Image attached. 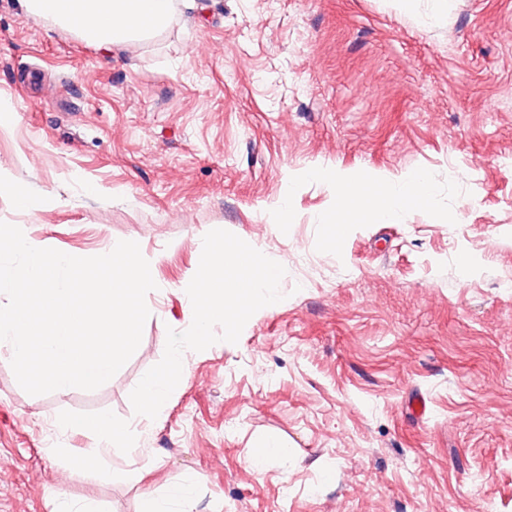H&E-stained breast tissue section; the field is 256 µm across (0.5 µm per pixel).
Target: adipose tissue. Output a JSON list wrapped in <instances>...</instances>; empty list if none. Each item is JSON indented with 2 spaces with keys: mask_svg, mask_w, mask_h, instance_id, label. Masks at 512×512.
<instances>
[{
  "mask_svg": "<svg viewBox=\"0 0 512 512\" xmlns=\"http://www.w3.org/2000/svg\"><path fill=\"white\" fill-rule=\"evenodd\" d=\"M27 13L39 20L77 30L85 39L100 45L125 49L135 46L165 28L173 12V0H63L56 11H47L43 0H22ZM428 178L415 174L406 178L398 190L389 192L378 185L359 187L342 184V206L352 219H384L404 201L428 196ZM94 444L89 449L104 472L112 470L114 452L127 450L132 432L107 416L97 417L92 428Z\"/></svg>",
  "mask_w": 512,
  "mask_h": 512,
  "instance_id": "ef3b65f1",
  "label": "adipose tissue"
}]
</instances>
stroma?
<instances>
[{
    "mask_svg": "<svg viewBox=\"0 0 512 512\" xmlns=\"http://www.w3.org/2000/svg\"><path fill=\"white\" fill-rule=\"evenodd\" d=\"M414 173L426 203L329 238L337 177ZM0 179L30 239L157 259L141 343L98 389L28 394L0 344V512H143L183 485L196 512H512V0H176L130 49L0 0ZM214 228L277 256L283 299L188 352L147 419L129 395L190 326ZM101 414L136 428L146 480L122 454L71 466L86 432L46 446ZM267 438L288 453L253 469Z\"/></svg>",
    "mask_w": 512,
    "mask_h": 512,
    "instance_id": "obj_1",
    "label": "stroma"
}]
</instances>
